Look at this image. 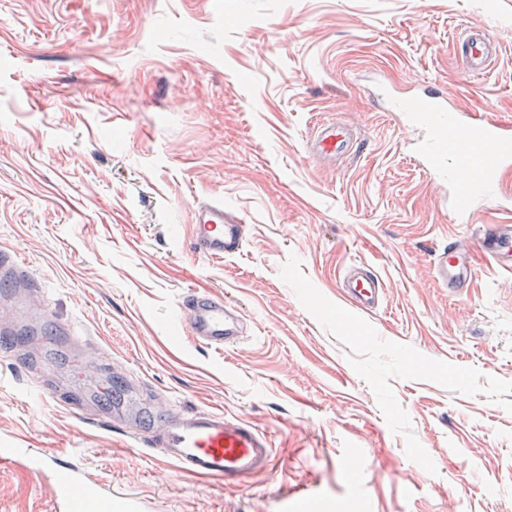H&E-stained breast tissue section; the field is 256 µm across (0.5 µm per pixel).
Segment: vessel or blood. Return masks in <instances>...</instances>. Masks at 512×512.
I'll use <instances>...</instances> for the list:
<instances>
[{
    "label": "vessel or blood",
    "instance_id": "1",
    "mask_svg": "<svg viewBox=\"0 0 512 512\" xmlns=\"http://www.w3.org/2000/svg\"><path fill=\"white\" fill-rule=\"evenodd\" d=\"M455 49L468 72L480 73L496 59L497 52L477 30L460 34ZM383 108L409 120L430 113L441 116L442 124L427 129L421 147L425 160H436L439 180L453 190L458 211L471 216L478 200L490 198L498 206L512 207V192L499 183V172L512 165V126L492 122L477 114L463 115L447 97L422 90L413 98H385ZM353 143L350 127L334 121H320L314 127L310 150L321 160L344 155ZM194 246L212 259L237 253L247 226L242 217L228 213L223 205L199 204L194 208ZM480 248L499 269L512 271V224L491 225ZM434 278L440 287L455 290L469 281L473 267L467 244L456 240L445 244L433 259ZM342 296L361 313L379 305L383 290L377 275L365 264H357L345 275ZM186 325L197 343L221 350L239 342L247 330L231 302L189 291L182 303ZM108 429L119 430L137 445L159 449L162 456L182 472L210 479L240 480L256 476L273 461V440L242 417L224 412L193 409L170 413L151 429H142L122 408L101 417ZM0 465H19L42 473L59 472L57 512H134L129 502H113L83 482L77 470L62 471L57 453L43 448H4Z\"/></svg>",
    "mask_w": 512,
    "mask_h": 512
}]
</instances>
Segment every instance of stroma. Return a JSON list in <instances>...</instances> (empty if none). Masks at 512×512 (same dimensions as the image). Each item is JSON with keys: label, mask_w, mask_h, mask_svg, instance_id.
<instances>
[{"label": "stroma", "mask_w": 512, "mask_h": 512, "mask_svg": "<svg viewBox=\"0 0 512 512\" xmlns=\"http://www.w3.org/2000/svg\"><path fill=\"white\" fill-rule=\"evenodd\" d=\"M473 26L499 48L480 75L453 48ZM424 85L512 122V0H0V254L38 284L0 291V328L27 336L0 354V448L56 452L139 512H512V273L477 255L452 296L432 272L449 236L512 217L443 206L417 131L375 96ZM322 118L356 153L308 155ZM203 202L245 218L234 256L195 252ZM357 261L385 289L362 317L338 290ZM191 290L235 301L250 333L199 346ZM117 372L146 424L240 416L273 436L271 467L195 478L48 394L108 413ZM53 499L0 466V512Z\"/></svg>", "instance_id": "obj_1"}]
</instances>
